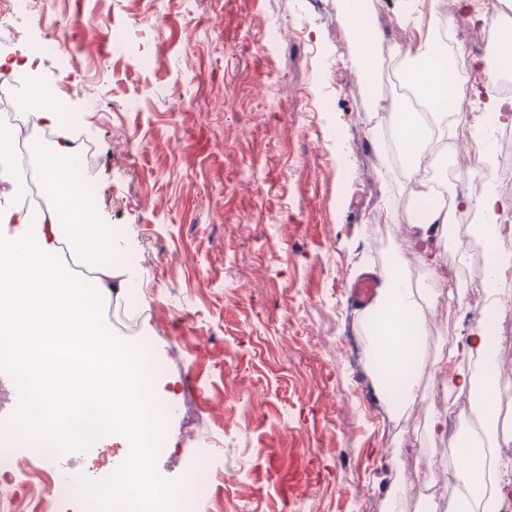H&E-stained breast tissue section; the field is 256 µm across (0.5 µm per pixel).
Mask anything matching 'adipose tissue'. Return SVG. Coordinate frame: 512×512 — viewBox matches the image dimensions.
Masks as SVG:
<instances>
[{
  "label": "adipose tissue",
  "mask_w": 512,
  "mask_h": 512,
  "mask_svg": "<svg viewBox=\"0 0 512 512\" xmlns=\"http://www.w3.org/2000/svg\"><path fill=\"white\" fill-rule=\"evenodd\" d=\"M343 19L357 46V76L373 83L376 48L383 35L373 27L365 0H354ZM438 23V11H431L424 33L402 50V82L418 106H402L393 113L411 194L424 205L410 225L412 243L430 277L413 289L400 268L385 272L371 307L379 342L370 358L381 384L396 383L397 400L404 408L417 401L420 391L421 342L426 334L420 302L436 303L452 284L434 246L446 237L453 214L425 177L435 164L431 141L435 134L447 133L456 98L448 45L439 37ZM45 126L53 129L56 142L53 150L38 156L41 189L51 201L38 213L17 200L26 172L16 156L13 131L0 127V224L13 227L10 235L0 237V337L12 342L22 398L12 427L24 443L43 448H83L106 437L125 440L130 451L114 470L110 489L97 492L95 512H118L120 502L136 488L150 499L161 496L169 512H181L192 494L191 483L161 491L153 476L152 441L161 434L162 424L151 416L154 402L144 396L140 380L152 374L154 357L146 348L124 346L102 331L86 303L91 290L104 304L124 297L137 276V265L122 239L104 232L95 202L81 190L72 138L48 102L32 114L33 129ZM463 200L484 241L487 279L497 284L512 267L498 245L512 195L489 184L480 193L464 194ZM448 359L453 367L447 392L478 397L483 430L449 446V455L458 463L454 494L444 508L430 512H490L485 472L497 436L499 382L486 372L495 361L485 338L474 334L457 339Z\"/></svg>",
  "instance_id": "obj_1"
}]
</instances>
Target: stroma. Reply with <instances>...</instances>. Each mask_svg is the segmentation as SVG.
I'll list each match as a JSON object with an SVG mask.
<instances>
[{
	"instance_id": "35a3bbf8",
	"label": "stroma",
	"mask_w": 512,
	"mask_h": 512,
	"mask_svg": "<svg viewBox=\"0 0 512 512\" xmlns=\"http://www.w3.org/2000/svg\"><path fill=\"white\" fill-rule=\"evenodd\" d=\"M386 33L378 82L361 85L336 0H42L21 22L28 50L60 36L80 70L63 112L97 163L92 198L107 231L137 248L140 289L98 310L105 331L149 348L169 401L153 462L161 485L187 480L202 444L203 480L224 512H420L422 487L456 469L431 433L448 402L441 357L477 317L473 275L458 242L439 244L457 277L429 313L422 397L394 412L368 367L373 316L354 282L396 264L411 287L425 271L407 245L415 210L391 177L365 117L390 90L396 46L413 42L394 0H372ZM460 34L462 66L482 56L487 27L465 0H440ZM109 16L106 25L95 23ZM111 59L108 69L98 58ZM395 215L392 232L376 224ZM493 353L499 397L512 408V307L499 310ZM37 452L17 450L20 493L0 512H30ZM123 461L99 443L57 460L77 499Z\"/></svg>"
}]
</instances>
